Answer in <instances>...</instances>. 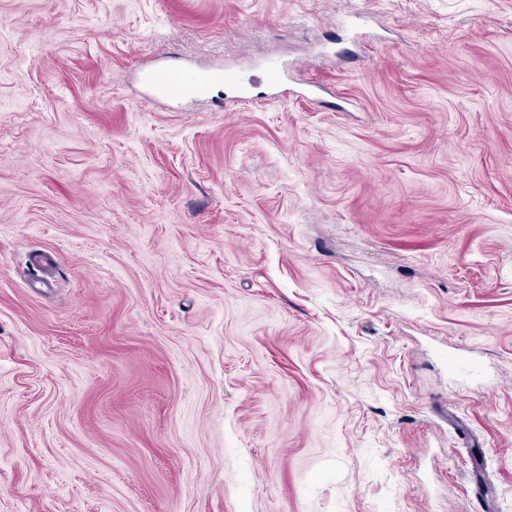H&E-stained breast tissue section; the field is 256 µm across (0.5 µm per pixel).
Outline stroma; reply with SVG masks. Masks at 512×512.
<instances>
[{"instance_id": "35a3bbf8", "label": "stroma", "mask_w": 512, "mask_h": 512, "mask_svg": "<svg viewBox=\"0 0 512 512\" xmlns=\"http://www.w3.org/2000/svg\"><path fill=\"white\" fill-rule=\"evenodd\" d=\"M0 512H512V0H0ZM262 75L265 79L267 87L273 92L272 96L280 101L288 102V100L303 94V90L308 87H314L313 81H305L291 85L285 77V69L275 61H268L264 64ZM145 79L171 101L202 95L215 84H224L232 90V104H243L251 99L243 91L238 74L229 66L200 70L187 67L159 68L148 71Z\"/></svg>"}]
</instances>
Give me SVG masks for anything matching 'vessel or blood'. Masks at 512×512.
<instances>
[{
    "label": "vessel or blood",
    "mask_w": 512,
    "mask_h": 512,
    "mask_svg": "<svg viewBox=\"0 0 512 512\" xmlns=\"http://www.w3.org/2000/svg\"><path fill=\"white\" fill-rule=\"evenodd\" d=\"M262 75L274 98L284 102L302 95L307 88L303 82L289 84L284 67L274 61L265 63ZM145 79L161 95L172 101L202 95L215 84L232 90L233 103L242 104L248 100L236 71L229 66L200 70L187 67L160 68L148 71Z\"/></svg>",
    "instance_id": "1"
}]
</instances>
